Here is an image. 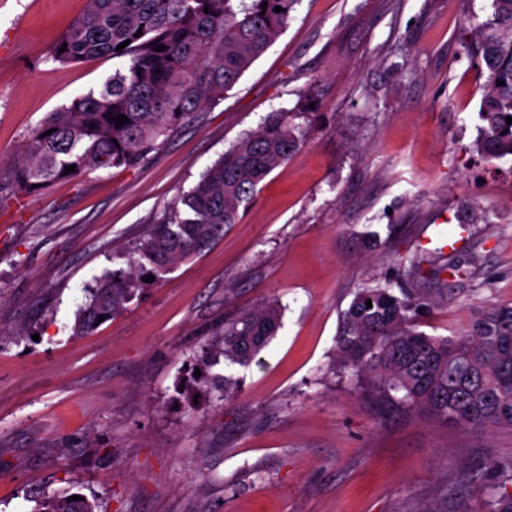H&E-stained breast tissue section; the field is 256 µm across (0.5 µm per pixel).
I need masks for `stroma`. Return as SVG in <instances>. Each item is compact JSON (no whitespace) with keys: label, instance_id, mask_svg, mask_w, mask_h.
Returning a JSON list of instances; mask_svg holds the SVG:
<instances>
[{"label":"stroma","instance_id":"obj_1","mask_svg":"<svg viewBox=\"0 0 512 512\" xmlns=\"http://www.w3.org/2000/svg\"><path fill=\"white\" fill-rule=\"evenodd\" d=\"M87 0H0V163L48 112L101 90L121 60L62 65ZM492 0H300L223 99L135 168L61 180L0 209V512L66 490L99 512H490L473 480L512 462V430L437 423L335 369L343 312L370 281L429 298L449 336L512 307V161L474 151L484 76L462 47ZM299 150L241 221L73 333L84 289L273 111ZM484 219L459 227L471 210ZM456 225L461 273L403 275ZM277 302L281 327L238 393L189 370L212 330Z\"/></svg>","mask_w":512,"mask_h":512}]
</instances>
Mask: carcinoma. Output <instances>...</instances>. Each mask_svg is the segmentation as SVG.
Returning a JSON list of instances; mask_svg holds the SVG:
<instances>
[{
  "label": "carcinoma",
  "mask_w": 512,
  "mask_h": 512,
  "mask_svg": "<svg viewBox=\"0 0 512 512\" xmlns=\"http://www.w3.org/2000/svg\"><path fill=\"white\" fill-rule=\"evenodd\" d=\"M267 8H261L262 3ZM298 0H87L55 43L50 59L78 63L93 56L123 60L104 88L75 97L49 113L27 136L0 174V204L32 185L45 189L88 171L140 165L160 139L170 137L209 104L220 100L281 35ZM282 11H274L275 7ZM209 12H204V8ZM141 36H136L137 31ZM122 50L117 46L124 41ZM166 50L157 52L152 42ZM67 50L59 52L62 44ZM463 49L485 75L479 116L484 122L477 150L489 159H512V0H493V13L472 25ZM503 84H497V81ZM129 118L118 128L110 117ZM53 130L48 135L46 131ZM304 133L291 114L270 113L244 134L184 194L161 221L133 244L136 258L126 269L105 274L89 290L74 330L87 333L98 316L120 315L151 274L160 279L176 263L200 255L240 221V209L257 186L301 146ZM75 171L66 175L67 166ZM436 274L458 268L454 253L416 250L406 276L422 264ZM372 307H366V301ZM425 294L392 291L390 284L366 286L342 315L336 341V368L350 371L384 396L419 409L440 423L462 429L512 428V307L477 314L453 336L417 330ZM281 318L275 302L244 311L212 332L201 348L197 368L204 383L209 370L250 365L275 336ZM489 479L476 475L492 512H512V465ZM95 502L71 501L59 493L43 499L38 512H96Z\"/></svg>",
  "instance_id": "carcinoma-1"
}]
</instances>
